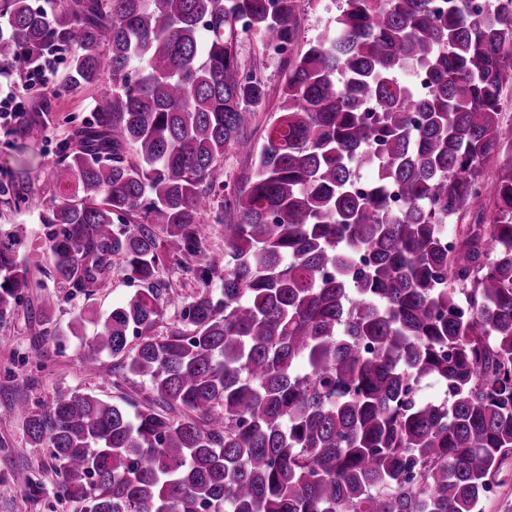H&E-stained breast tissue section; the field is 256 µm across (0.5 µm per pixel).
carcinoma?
<instances>
[{
  "label": "carcinoma",
  "mask_w": 512,
  "mask_h": 512,
  "mask_svg": "<svg viewBox=\"0 0 512 512\" xmlns=\"http://www.w3.org/2000/svg\"><path fill=\"white\" fill-rule=\"evenodd\" d=\"M51 2L0 0V77L70 53L19 136L62 94L111 84L57 145L41 221L60 286L93 296L115 260L142 285L83 360L118 358L117 384L149 391L19 406L59 494L80 512H485L512 460V0H340L301 50L300 0ZM246 21L288 51L259 147ZM232 151L253 165L233 190L217 179ZM212 222L219 271L190 265ZM24 247L0 227V319L43 287ZM170 262L194 295L160 280ZM166 306L183 323L160 335ZM429 379L447 401L417 399Z\"/></svg>",
  "instance_id": "obj_1"
}]
</instances>
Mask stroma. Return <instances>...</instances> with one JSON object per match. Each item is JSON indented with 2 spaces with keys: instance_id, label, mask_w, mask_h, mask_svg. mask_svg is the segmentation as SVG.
I'll use <instances>...</instances> for the list:
<instances>
[{
  "instance_id": "obj_1",
  "label": "stroma",
  "mask_w": 512,
  "mask_h": 512,
  "mask_svg": "<svg viewBox=\"0 0 512 512\" xmlns=\"http://www.w3.org/2000/svg\"><path fill=\"white\" fill-rule=\"evenodd\" d=\"M241 57L264 78L268 95L249 129L255 143H262L267 124L278 115L279 91L285 78L280 58L263 52L258 36L241 44ZM108 83L85 87L61 95L53 124L34 128L24 140L0 133V224H15L25 236L23 255L32 275L45 283L25 295L9 316L0 319V512H80L79 503L58 498L59 479L49 449L32 443L24 419L14 407L18 402L48 403L68 392H90L116 402L121 397L114 386L115 358L101 355L94 370H86L83 355L94 331V323L77 325L79 312L96 316L122 306L137 290L120 271H112L109 285L92 299L69 295L47 279L45 250L47 230L32 207L5 204L6 191L18 189L43 205L53 202L51 171L57 144L71 132L72 120L89 115L109 92ZM56 293L52 308L42 305L43 292ZM27 471L34 482L24 488L14 479Z\"/></svg>"
}]
</instances>
